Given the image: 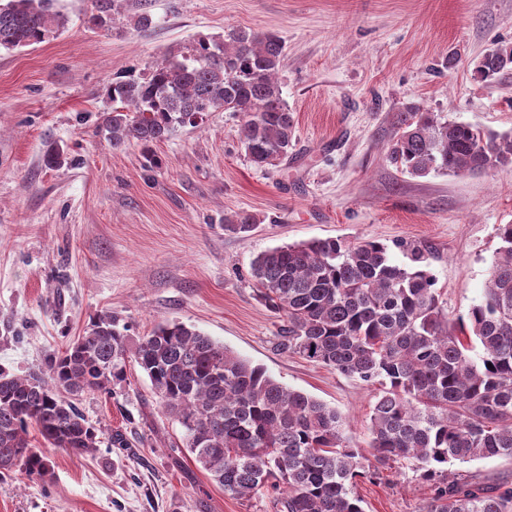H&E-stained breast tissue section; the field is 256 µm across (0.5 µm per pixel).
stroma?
Listing matches in <instances>:
<instances>
[{"label": "stroma", "mask_w": 512, "mask_h": 512, "mask_svg": "<svg viewBox=\"0 0 512 512\" xmlns=\"http://www.w3.org/2000/svg\"><path fill=\"white\" fill-rule=\"evenodd\" d=\"M55 7L67 19L61 34L0 49V369L45 371L102 315L134 342L178 321L336 408L373 463V388L281 348L282 320L257 297L251 262L317 238L403 240L430 247L450 321L482 300L497 228L512 224V166L413 178L384 153L394 112L409 104L512 130V72H476L486 52L512 47V0H124L108 29L89 24L91 0ZM142 11L153 18L145 33L133 26ZM240 28L284 43L288 159L255 168L228 112L157 143L155 168L141 147L116 150L99 135L108 85ZM53 144L67 154L57 168L44 163ZM235 211L258 224L228 231ZM79 407L96 452L45 448L49 476L1 478L0 512H280L277 493L227 495L193 461L138 365ZM118 431L127 447L111 446ZM356 492L364 512H424L434 486L401 460Z\"/></svg>", "instance_id": "obj_1"}]
</instances>
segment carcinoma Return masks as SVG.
<instances>
[{
    "label": "carcinoma",
    "mask_w": 512,
    "mask_h": 512,
    "mask_svg": "<svg viewBox=\"0 0 512 512\" xmlns=\"http://www.w3.org/2000/svg\"><path fill=\"white\" fill-rule=\"evenodd\" d=\"M121 5L92 0L91 19L109 28ZM64 25L54 0H8L0 5V48L42 43ZM503 52L477 67L483 79L512 66V48ZM283 55L281 38L268 31L201 39L142 77L113 83L112 111L100 133L114 149L141 146L153 166L154 144L196 124L203 112H230L240 117L239 141L252 165L275 166L294 147L293 112L278 81ZM392 125L385 159L411 176L512 166L511 131L492 132L417 105L396 112ZM224 223L246 233L259 219L234 213ZM498 237L483 300L457 328L441 303L426 246L394 243L407 266L375 240L315 239L266 250L251 264L257 297L284 319L283 348L377 387L370 446L379 464L410 459L436 482L425 512H512V483L488 485L448 470L512 460V224L499 225ZM132 361L184 428L195 462L224 493L243 498L271 488L281 512H363L354 487L370 472L336 409L283 387L176 321L132 344L103 315L49 360L44 375L0 370V477L17 468L29 477L48 475L43 449L27 439L31 427L48 448L96 450L78 396L125 382Z\"/></svg>",
    "instance_id": "carcinoma-1"
}]
</instances>
